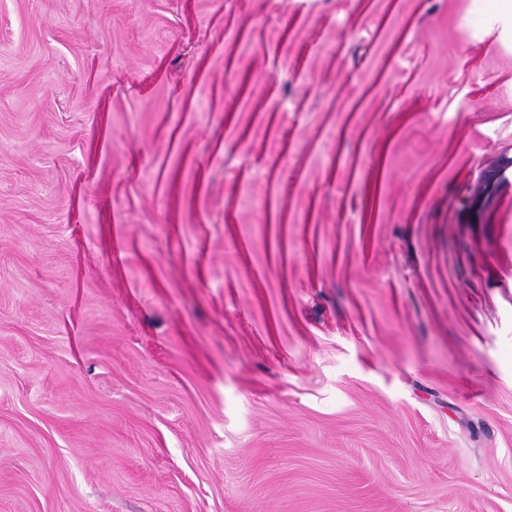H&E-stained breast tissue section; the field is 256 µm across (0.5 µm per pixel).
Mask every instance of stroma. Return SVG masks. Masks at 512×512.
I'll use <instances>...</instances> for the list:
<instances>
[{"mask_svg":"<svg viewBox=\"0 0 512 512\" xmlns=\"http://www.w3.org/2000/svg\"><path fill=\"white\" fill-rule=\"evenodd\" d=\"M492 0H0V512H512Z\"/></svg>","mask_w":512,"mask_h":512,"instance_id":"1","label":"stroma"}]
</instances>
